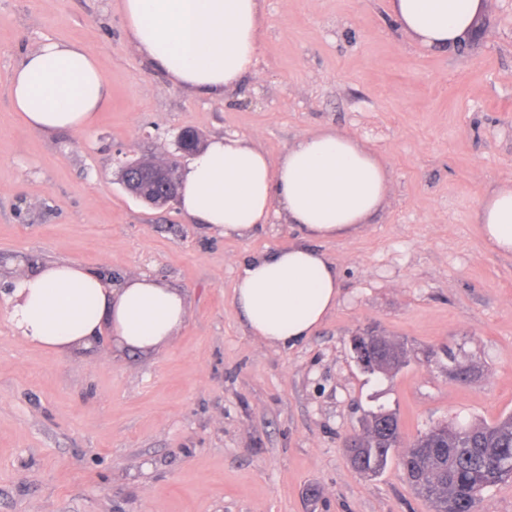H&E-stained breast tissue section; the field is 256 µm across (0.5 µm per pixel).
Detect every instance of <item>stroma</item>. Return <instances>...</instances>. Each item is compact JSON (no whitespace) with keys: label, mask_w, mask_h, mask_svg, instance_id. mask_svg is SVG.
<instances>
[{"label":"stroma","mask_w":512,"mask_h":512,"mask_svg":"<svg viewBox=\"0 0 512 512\" xmlns=\"http://www.w3.org/2000/svg\"><path fill=\"white\" fill-rule=\"evenodd\" d=\"M121 4L0 0V512H428L397 462L360 474L343 441L380 407L408 439L512 413V258L474 222L512 179V0H491L490 37L462 54L418 46L388 0H267L258 74L225 98L148 66ZM48 37L90 48L110 87L86 132L37 133L13 109V70ZM185 128L274 160L330 129L388 166L370 224L321 242L339 302L294 348L250 336L233 304L241 265L294 241L291 224L227 239L118 180L117 153H176ZM52 259L164 279L188 294L187 320L156 356L106 333L76 360L31 346L9 280ZM360 332L405 343L407 365L363 371ZM453 358L467 383L449 378Z\"/></svg>","instance_id":"obj_1"}]
</instances>
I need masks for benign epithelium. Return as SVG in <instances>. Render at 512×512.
<instances>
[{"label":"benign epithelium","mask_w":512,"mask_h":512,"mask_svg":"<svg viewBox=\"0 0 512 512\" xmlns=\"http://www.w3.org/2000/svg\"><path fill=\"white\" fill-rule=\"evenodd\" d=\"M179 153L185 155L198 149L194 132L184 130L177 135ZM119 178L124 190L133 198L148 205H166L176 200L180 186V162L169 157L155 162L153 177L146 181L138 166L124 160L119 165ZM351 349L356 363L364 370L376 369V346L368 334H355L351 337Z\"/></svg>","instance_id":"benign-epithelium-1"}]
</instances>
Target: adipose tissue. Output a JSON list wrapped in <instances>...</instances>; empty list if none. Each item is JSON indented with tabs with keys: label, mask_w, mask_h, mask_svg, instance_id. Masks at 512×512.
Returning <instances> with one entry per match:
<instances>
[{
	"label": "adipose tissue",
	"mask_w": 512,
	"mask_h": 512,
	"mask_svg": "<svg viewBox=\"0 0 512 512\" xmlns=\"http://www.w3.org/2000/svg\"><path fill=\"white\" fill-rule=\"evenodd\" d=\"M266 0H122L130 46L183 89L234 93L257 72ZM394 23L431 51L455 48L474 31L486 0H388ZM10 98L36 132L83 131L109 103L110 89L87 46L52 38L17 64ZM389 170L349 134L297 139L278 161L245 137L213 138L182 173L177 205L190 221L242 238L283 217L300 236L250 257L233 302L254 338L292 348L307 340L340 296L334 261L317 249L361 230L382 207ZM475 222L485 247L512 256V186L482 199ZM10 320L28 344L63 358L89 350L98 334L116 347L162 353L184 324L186 293L146 275L120 281L59 260L15 273Z\"/></svg>",
	"instance_id": "1"
}]
</instances>
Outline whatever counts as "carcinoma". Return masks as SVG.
<instances>
[{
	"mask_svg": "<svg viewBox=\"0 0 512 512\" xmlns=\"http://www.w3.org/2000/svg\"><path fill=\"white\" fill-rule=\"evenodd\" d=\"M374 340L385 348L377 372L389 377L408 362L405 344L385 336ZM383 412L380 407L365 417L360 447L346 449L355 454L351 465L375 475L398 454L408 483L429 512H480L484 493L512 480V414L490 423L438 424L406 442L399 419L377 427Z\"/></svg>",
	"mask_w": 512,
	"mask_h": 512,
	"instance_id": "1",
	"label": "carcinoma"
}]
</instances>
